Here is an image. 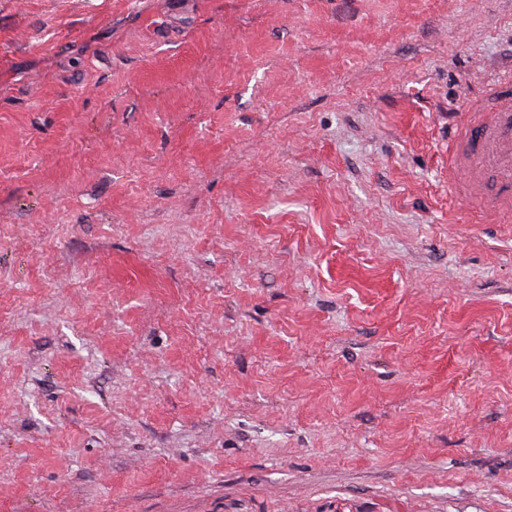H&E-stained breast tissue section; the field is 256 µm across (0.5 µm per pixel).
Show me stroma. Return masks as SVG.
Here are the masks:
<instances>
[{
  "label": "stroma",
  "instance_id": "35a3bbf8",
  "mask_svg": "<svg viewBox=\"0 0 512 512\" xmlns=\"http://www.w3.org/2000/svg\"><path fill=\"white\" fill-rule=\"evenodd\" d=\"M511 64L512 0H0V512H512ZM448 140V187L463 199L489 200L498 219L512 214V71L460 112ZM494 189L487 195V184Z\"/></svg>",
  "mask_w": 512,
  "mask_h": 512
}]
</instances>
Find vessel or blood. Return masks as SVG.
<instances>
[{
  "label": "vessel or blood",
  "mask_w": 512,
  "mask_h": 512,
  "mask_svg": "<svg viewBox=\"0 0 512 512\" xmlns=\"http://www.w3.org/2000/svg\"><path fill=\"white\" fill-rule=\"evenodd\" d=\"M448 186L463 199L488 198L497 217L512 214V71L455 121L448 141Z\"/></svg>",
  "instance_id": "b4317fda"
}]
</instances>
